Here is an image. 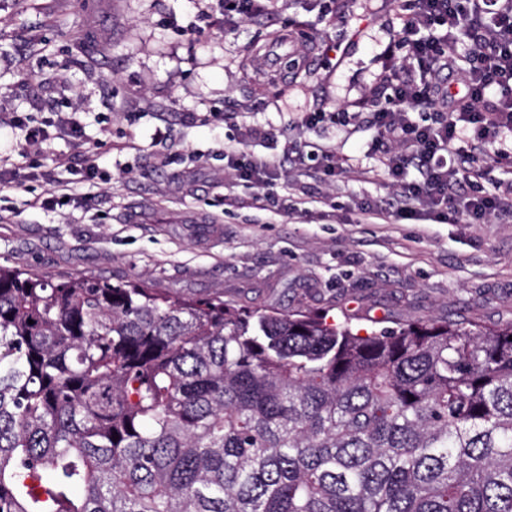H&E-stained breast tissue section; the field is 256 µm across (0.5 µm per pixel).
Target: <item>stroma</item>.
<instances>
[{
  "instance_id": "stroma-1",
  "label": "stroma",
  "mask_w": 512,
  "mask_h": 512,
  "mask_svg": "<svg viewBox=\"0 0 512 512\" xmlns=\"http://www.w3.org/2000/svg\"><path fill=\"white\" fill-rule=\"evenodd\" d=\"M290 25L346 43L343 65L316 55L274 82L243 70ZM400 27L391 0H355L341 23L318 0H277L273 15L231 34L217 0H0V113L45 127L77 107L112 176L77 185L71 217L30 207L84 152L48 143L43 176L0 194V266L251 308L298 299L363 333L416 319L487 330L512 320V223H356L353 199L386 198L382 178L355 175L378 166L377 130L294 125L300 113L356 103ZM252 124L273 137L248 152L310 142L335 148L351 171L332 186L279 178L278 207L256 208L252 184L224 182V140ZM228 192L240 207L225 209ZM324 197L336 211L306 215Z\"/></svg>"
}]
</instances>
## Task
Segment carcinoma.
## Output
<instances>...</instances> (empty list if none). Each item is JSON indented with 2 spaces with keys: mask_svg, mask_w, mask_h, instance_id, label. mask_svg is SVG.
<instances>
[{
  "mask_svg": "<svg viewBox=\"0 0 512 512\" xmlns=\"http://www.w3.org/2000/svg\"><path fill=\"white\" fill-rule=\"evenodd\" d=\"M0 512H512V322L0 267Z\"/></svg>",
  "mask_w": 512,
  "mask_h": 512,
  "instance_id": "obj_1",
  "label": "carcinoma"
}]
</instances>
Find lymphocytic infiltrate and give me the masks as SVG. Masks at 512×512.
<instances>
[{
    "mask_svg": "<svg viewBox=\"0 0 512 512\" xmlns=\"http://www.w3.org/2000/svg\"><path fill=\"white\" fill-rule=\"evenodd\" d=\"M397 11L402 59L363 96L390 198L356 202L357 223L511 224L512 179L491 181L481 160L494 154L512 171V0H398ZM268 135L250 126L224 143L225 177L251 182L256 204L270 203L266 188L280 173L298 182L345 172L329 147L289 148L279 160L246 151L247 139ZM97 160L96 145H88L78 177L53 180L33 207L56 211L77 180L97 177ZM412 168L419 177L411 181Z\"/></svg>",
    "mask_w": 512,
    "mask_h": 512,
    "instance_id": "lymphocytic-infiltrate-1",
    "label": "lymphocytic infiltrate"
}]
</instances>
